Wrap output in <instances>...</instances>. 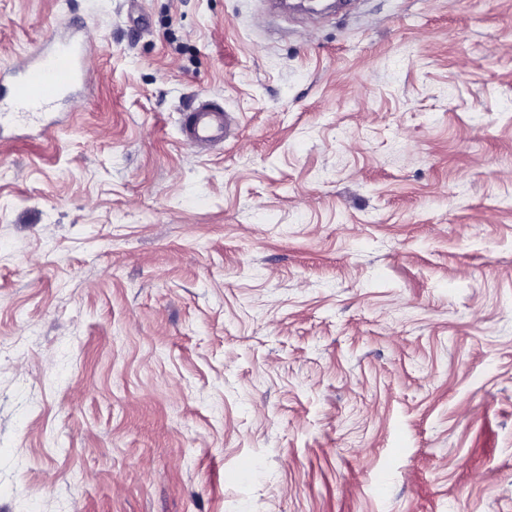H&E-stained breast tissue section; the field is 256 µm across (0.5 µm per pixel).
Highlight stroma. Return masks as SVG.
<instances>
[{"label": "stroma", "mask_w": 512, "mask_h": 512, "mask_svg": "<svg viewBox=\"0 0 512 512\" xmlns=\"http://www.w3.org/2000/svg\"><path fill=\"white\" fill-rule=\"evenodd\" d=\"M74 26L0 135V512H512V0H0V73ZM91 51V44L76 29L31 51L15 75L1 78L0 124L9 115L43 112L61 98L87 87L86 62ZM230 130V119L224 107L205 99L184 118L183 134L188 144L209 148L224 143Z\"/></svg>", "instance_id": "35a3bbf8"}]
</instances>
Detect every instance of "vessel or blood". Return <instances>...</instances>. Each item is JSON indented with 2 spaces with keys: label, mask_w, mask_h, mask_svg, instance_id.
Here are the masks:
<instances>
[{
  "label": "vessel or blood",
  "mask_w": 512,
  "mask_h": 512,
  "mask_svg": "<svg viewBox=\"0 0 512 512\" xmlns=\"http://www.w3.org/2000/svg\"><path fill=\"white\" fill-rule=\"evenodd\" d=\"M91 51V44L76 29L31 51L16 74L0 82V115L42 112L87 87L86 62ZM229 130L227 112L209 99L193 107L184 118V137L195 147L217 146L224 142Z\"/></svg>",
  "instance_id": "1"
}]
</instances>
